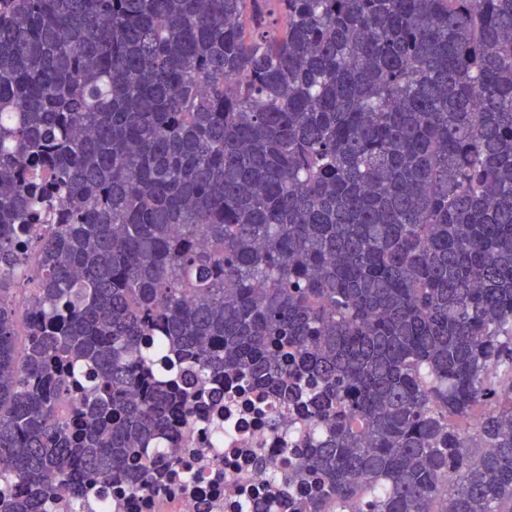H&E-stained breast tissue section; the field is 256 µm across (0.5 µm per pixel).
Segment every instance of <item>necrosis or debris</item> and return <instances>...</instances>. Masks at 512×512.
Listing matches in <instances>:
<instances>
[{
  "label": "necrosis or debris",
  "instance_id": "4bbe7bcc",
  "mask_svg": "<svg viewBox=\"0 0 512 512\" xmlns=\"http://www.w3.org/2000/svg\"><path fill=\"white\" fill-rule=\"evenodd\" d=\"M207 400L178 431L175 461L161 467L144 491L116 483L89 501L90 512H293L303 494L284 483L294 473L304 429L297 411L255 392L239 391L233 377L211 382Z\"/></svg>",
  "mask_w": 512,
  "mask_h": 512
}]
</instances>
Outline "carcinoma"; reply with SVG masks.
Segmentation results:
<instances>
[{
    "label": "carcinoma",
    "instance_id": "1",
    "mask_svg": "<svg viewBox=\"0 0 512 512\" xmlns=\"http://www.w3.org/2000/svg\"><path fill=\"white\" fill-rule=\"evenodd\" d=\"M501 369L512 0H0V512L145 488L226 371L303 512H512Z\"/></svg>",
    "mask_w": 512,
    "mask_h": 512
}]
</instances>
